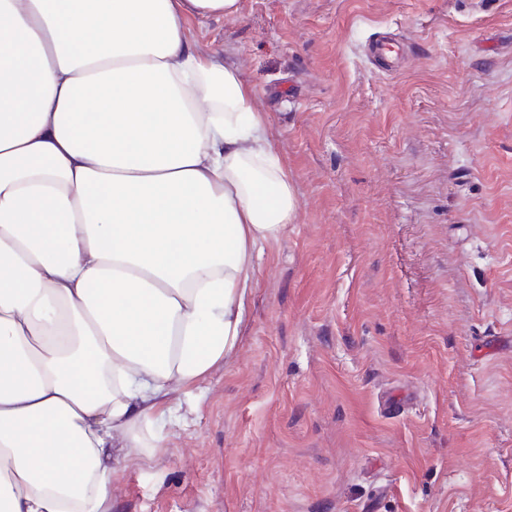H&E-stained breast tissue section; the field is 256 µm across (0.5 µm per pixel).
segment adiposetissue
<instances>
[{
    "label": "adipose tissue",
    "instance_id": "obj_1",
    "mask_svg": "<svg viewBox=\"0 0 512 512\" xmlns=\"http://www.w3.org/2000/svg\"><path fill=\"white\" fill-rule=\"evenodd\" d=\"M239 0H0V512H112L237 346L298 216L268 115L187 38Z\"/></svg>",
    "mask_w": 512,
    "mask_h": 512
}]
</instances>
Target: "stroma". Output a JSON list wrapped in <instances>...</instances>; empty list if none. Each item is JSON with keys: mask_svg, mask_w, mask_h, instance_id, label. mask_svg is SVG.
I'll list each match as a JSON object with an SVG mask.
<instances>
[{"mask_svg": "<svg viewBox=\"0 0 512 512\" xmlns=\"http://www.w3.org/2000/svg\"><path fill=\"white\" fill-rule=\"evenodd\" d=\"M187 35L257 89L298 219L112 512H512V0H240Z\"/></svg>", "mask_w": 512, "mask_h": 512, "instance_id": "obj_1", "label": "stroma"}]
</instances>
